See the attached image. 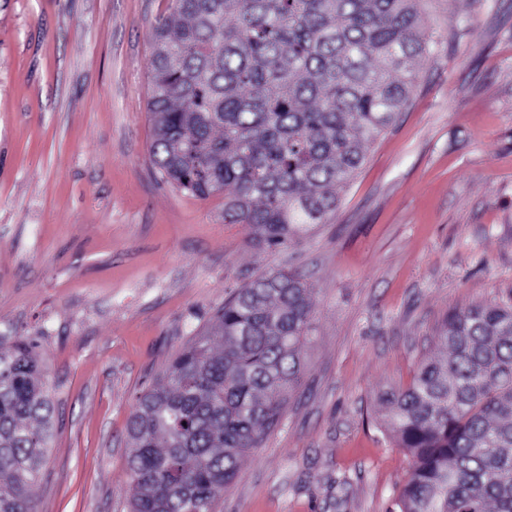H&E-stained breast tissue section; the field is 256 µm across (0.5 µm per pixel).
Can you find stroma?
<instances>
[{
  "mask_svg": "<svg viewBox=\"0 0 512 512\" xmlns=\"http://www.w3.org/2000/svg\"><path fill=\"white\" fill-rule=\"evenodd\" d=\"M169 0H0V339L34 341L55 435L39 512H127L137 394L229 292L314 289L306 371L213 512H390L410 458L377 399L449 310L512 290V0H427L433 53L328 223L262 251L224 200L150 161L153 27Z\"/></svg>",
  "mask_w": 512,
  "mask_h": 512,
  "instance_id": "1",
  "label": "stroma"
}]
</instances>
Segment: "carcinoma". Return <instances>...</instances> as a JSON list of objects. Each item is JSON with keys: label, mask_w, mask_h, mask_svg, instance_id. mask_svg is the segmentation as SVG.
I'll return each mask as SVG.
<instances>
[{"label": "carcinoma", "mask_w": 512, "mask_h": 512, "mask_svg": "<svg viewBox=\"0 0 512 512\" xmlns=\"http://www.w3.org/2000/svg\"><path fill=\"white\" fill-rule=\"evenodd\" d=\"M424 0H170L154 28L151 161L276 251L327 223L431 53ZM313 289L292 270L234 289L127 422L129 512H212L305 372ZM439 354L378 398L411 459L395 512H512V290L453 308ZM35 345L0 341V512H37L54 405Z\"/></svg>", "instance_id": "obj_1"}]
</instances>
